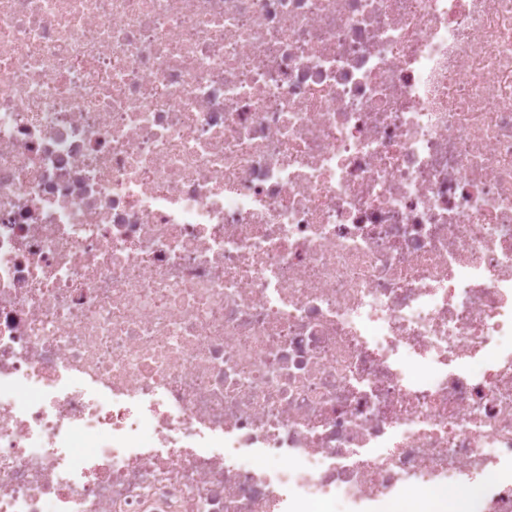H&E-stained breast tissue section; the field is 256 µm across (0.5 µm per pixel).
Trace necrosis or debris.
<instances>
[{
  "label": "necrosis or debris",
  "mask_w": 512,
  "mask_h": 512,
  "mask_svg": "<svg viewBox=\"0 0 512 512\" xmlns=\"http://www.w3.org/2000/svg\"><path fill=\"white\" fill-rule=\"evenodd\" d=\"M433 486L512 512V0H0V512Z\"/></svg>",
  "instance_id": "4bbe7bcc"
}]
</instances>
